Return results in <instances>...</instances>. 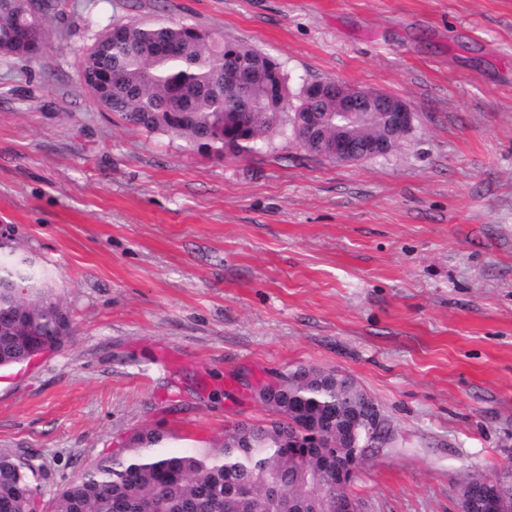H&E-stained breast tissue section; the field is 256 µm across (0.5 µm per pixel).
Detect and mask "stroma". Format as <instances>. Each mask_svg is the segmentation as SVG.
Returning <instances> with one entry per match:
<instances>
[{"instance_id":"1","label":"stroma","mask_w":512,"mask_h":512,"mask_svg":"<svg viewBox=\"0 0 512 512\" xmlns=\"http://www.w3.org/2000/svg\"><path fill=\"white\" fill-rule=\"evenodd\" d=\"M194 24L415 114L337 165L290 133L205 155L118 121L81 82L106 27ZM38 58L0 55V225L76 324L0 372V448L56 491L143 428L179 448L272 419L258 389L348 375L392 435L362 512H458L512 465V0H60Z\"/></svg>"}]
</instances>
